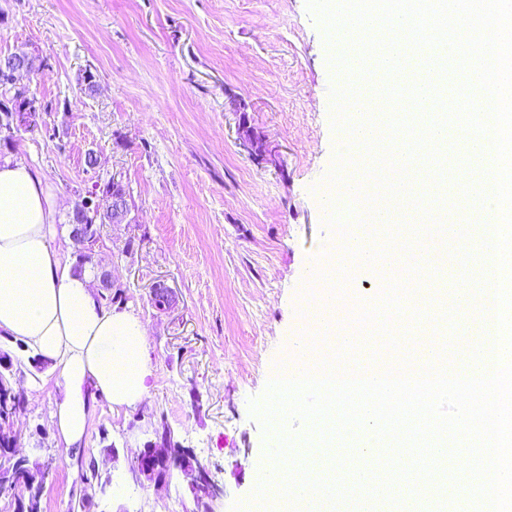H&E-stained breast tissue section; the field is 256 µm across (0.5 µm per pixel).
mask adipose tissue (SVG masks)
<instances>
[{
	"label": "adipose tissue",
	"mask_w": 512,
	"mask_h": 512,
	"mask_svg": "<svg viewBox=\"0 0 512 512\" xmlns=\"http://www.w3.org/2000/svg\"><path fill=\"white\" fill-rule=\"evenodd\" d=\"M70 232L42 173L0 156V335L59 369L52 424L67 446L86 439L98 399L137 410L152 375L146 324L97 300L93 272L76 267Z\"/></svg>",
	"instance_id": "obj_1"
}]
</instances>
